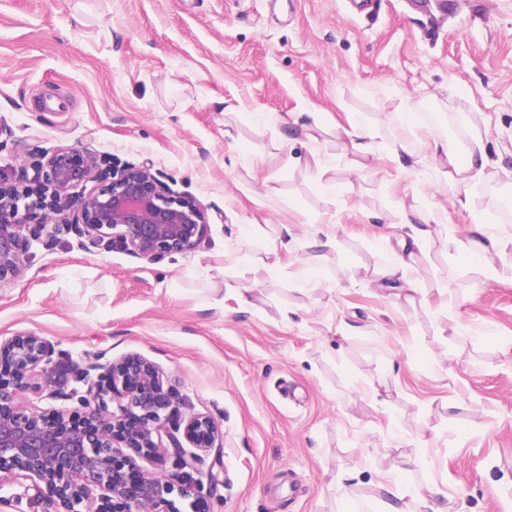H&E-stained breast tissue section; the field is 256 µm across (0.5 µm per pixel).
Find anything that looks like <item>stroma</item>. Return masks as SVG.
I'll return each mask as SVG.
<instances>
[{
  "instance_id": "obj_1",
  "label": "stroma",
  "mask_w": 512,
  "mask_h": 512,
  "mask_svg": "<svg viewBox=\"0 0 512 512\" xmlns=\"http://www.w3.org/2000/svg\"><path fill=\"white\" fill-rule=\"evenodd\" d=\"M428 111L497 173L468 206L429 147L386 154ZM353 122L373 154L337 139ZM0 123L1 176L80 146L206 206L200 245L151 263L32 242L0 339L157 364L220 425L209 512H381L391 482L512 512V0H0ZM404 206L447 214L409 297L374 275ZM476 224L504 241L487 266L459 247ZM341 130L348 138L346 148H351L353 151L361 154H369L373 147L374 140L377 138V132L370 126L363 124H352L350 129L339 127L338 132Z\"/></svg>"
}]
</instances>
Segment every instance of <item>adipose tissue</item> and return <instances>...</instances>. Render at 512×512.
<instances>
[{
  "mask_svg": "<svg viewBox=\"0 0 512 512\" xmlns=\"http://www.w3.org/2000/svg\"><path fill=\"white\" fill-rule=\"evenodd\" d=\"M435 152L443 154L447 161L446 167L437 171L434 184L443 193L457 194L460 186L476 184L489 180L490 162L484 152L461 154L456 145L449 141L435 143ZM437 212H421L415 208L402 210L400 222L406 231L397 240V246L392 251L390 263L378 268L375 274L378 279L390 283L394 288H409L413 285L410 275L420 253H423L430 243L433 232L431 223L439 222Z\"/></svg>",
  "mask_w": 512,
  "mask_h": 512,
  "instance_id": "ef3b65f1",
  "label": "adipose tissue"
}]
</instances>
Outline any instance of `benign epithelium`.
<instances>
[{
  "label": "benign epithelium",
  "instance_id": "7a95c632",
  "mask_svg": "<svg viewBox=\"0 0 512 512\" xmlns=\"http://www.w3.org/2000/svg\"><path fill=\"white\" fill-rule=\"evenodd\" d=\"M93 183L73 200L71 190ZM209 227L207 208L172 191L152 169L132 163L101 168L77 146L45 157L30 183L0 177V287L23 273L31 241L50 246L74 234L153 262L195 249ZM65 366L84 391L49 392L77 400L82 415L64 406L22 407L19 396L57 383ZM181 400L151 361L128 355L79 366L43 336L0 340V473L35 488L55 512H171L168 495H211L220 474L203 469L220 431L207 414L180 416ZM172 449L173 471L158 475L139 461Z\"/></svg>",
  "mask_w": 512,
  "mask_h": 512
}]
</instances>
